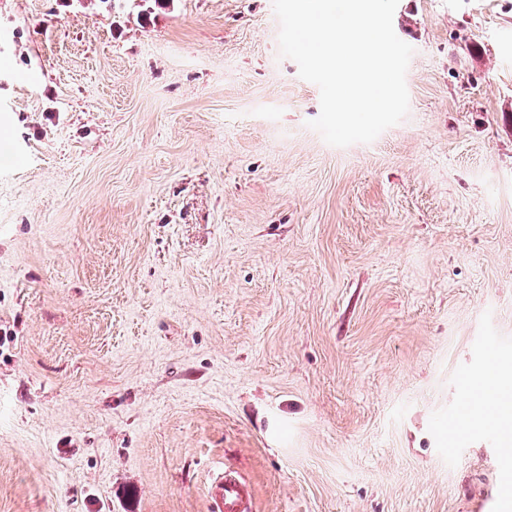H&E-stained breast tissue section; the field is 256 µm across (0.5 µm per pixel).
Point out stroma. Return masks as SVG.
I'll return each mask as SVG.
<instances>
[{"label":"stroma","mask_w":512,"mask_h":512,"mask_svg":"<svg viewBox=\"0 0 512 512\" xmlns=\"http://www.w3.org/2000/svg\"><path fill=\"white\" fill-rule=\"evenodd\" d=\"M338 148L272 0H0V512H512V0H399ZM491 374H492L491 372H488L484 378V382H485L484 397L481 394H478L475 396L474 400L470 403V408L468 409V413L471 416L486 418V412L489 411L490 409L486 405L484 398L492 406L499 407V409H500L499 414L503 413L502 408H500L499 396L503 401V404H502L503 407H504V405H509L510 407H512L511 387L508 386L507 382H502V380L499 378L496 379V381L494 382V386H493L492 379L490 378ZM211 499L214 512H249L248 493L244 484L230 469L211 486Z\"/></svg>","instance_id":"obj_1"}]
</instances>
